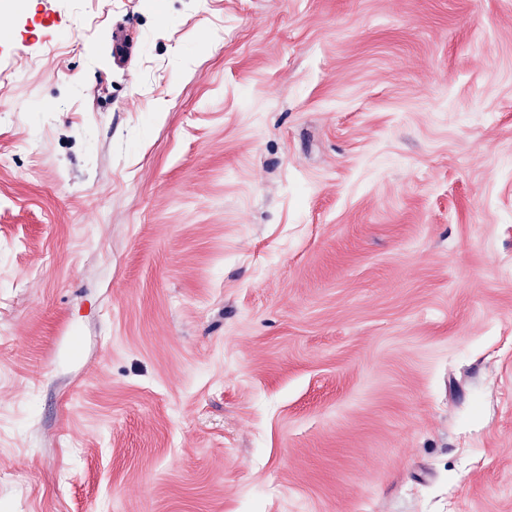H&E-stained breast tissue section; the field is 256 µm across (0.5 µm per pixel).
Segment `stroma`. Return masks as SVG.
Returning a JSON list of instances; mask_svg holds the SVG:
<instances>
[{"label":"stroma","mask_w":512,"mask_h":512,"mask_svg":"<svg viewBox=\"0 0 512 512\" xmlns=\"http://www.w3.org/2000/svg\"><path fill=\"white\" fill-rule=\"evenodd\" d=\"M0 512H512V0L0 11Z\"/></svg>","instance_id":"stroma-1"}]
</instances>
